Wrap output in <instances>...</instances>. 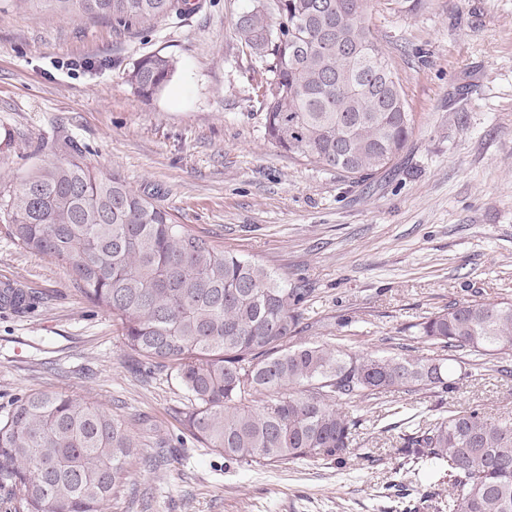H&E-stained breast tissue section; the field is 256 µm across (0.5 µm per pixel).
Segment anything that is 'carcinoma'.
I'll return each instance as SVG.
<instances>
[{
  "label": "carcinoma",
  "mask_w": 512,
  "mask_h": 512,
  "mask_svg": "<svg viewBox=\"0 0 512 512\" xmlns=\"http://www.w3.org/2000/svg\"><path fill=\"white\" fill-rule=\"evenodd\" d=\"M62 15L146 30L200 9L191 0H24ZM262 0L235 35L264 67L257 86L265 134L293 158L357 183L392 166L414 119L399 78L366 25L368 0ZM176 69L136 60L127 81L145 99ZM26 248L67 264L80 292L119 321L129 352L171 366L191 406L187 429L229 462L289 463L350 453L353 404L391 393L457 389L451 362L512 354V299H470L413 325L433 354L372 356L293 343L308 289L218 248L177 224L117 171L83 153L29 173L0 198ZM140 444L96 402L66 393L14 400L0 419V495L6 512H105ZM411 472L442 474L448 512H512V421L448 408L401 437Z\"/></svg>",
  "instance_id": "obj_1"
}]
</instances>
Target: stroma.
<instances>
[{
    "mask_svg": "<svg viewBox=\"0 0 512 512\" xmlns=\"http://www.w3.org/2000/svg\"><path fill=\"white\" fill-rule=\"evenodd\" d=\"M255 0H205L152 30L0 0V191L69 158L118 170L176 223L310 290L297 339L377 356L421 317L475 297L512 298V0H369L366 18L414 115L407 149L357 185L288 157L265 135L264 69L234 34ZM176 70L152 100L125 72ZM35 297L0 308V416L14 397L64 392L124 418L141 448L106 512H402L447 486L408 473L400 438L440 402L512 418V356L456 364L447 398L389 394L355 407L358 458L225 465L180 417L174 369L137 365L119 322L70 268L25 248L0 210V279ZM176 69L173 57L151 54L136 60L127 72V81L145 99L153 98L170 81Z\"/></svg>",
    "mask_w": 512,
    "mask_h": 512,
    "instance_id": "obj_1",
    "label": "stroma"
}]
</instances>
